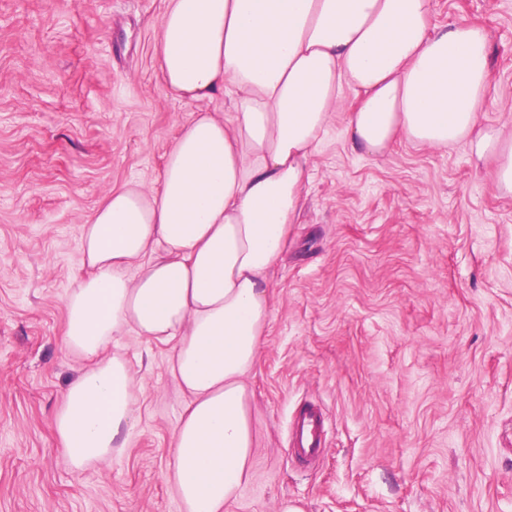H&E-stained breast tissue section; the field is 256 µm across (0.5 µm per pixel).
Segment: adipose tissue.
I'll use <instances>...</instances> for the list:
<instances>
[{"instance_id":"1","label":"adipose tissue","mask_w":512,"mask_h":512,"mask_svg":"<svg viewBox=\"0 0 512 512\" xmlns=\"http://www.w3.org/2000/svg\"><path fill=\"white\" fill-rule=\"evenodd\" d=\"M432 0H167L155 52L169 94H223L195 113L158 185L108 190L79 228L83 274L64 295L61 344L91 362L55 415L69 465L107 464L137 421L127 333L171 346L188 401L167 479L183 512H224L256 445L246 377L270 318L268 273L301 207L307 167L343 89L353 151L463 143L512 196V137L479 127L494 84L487 31L431 23Z\"/></svg>"}]
</instances>
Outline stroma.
Returning a JSON list of instances; mask_svg holds the SVG:
<instances>
[{"instance_id": "obj_1", "label": "stroma", "mask_w": 512, "mask_h": 512, "mask_svg": "<svg viewBox=\"0 0 512 512\" xmlns=\"http://www.w3.org/2000/svg\"><path fill=\"white\" fill-rule=\"evenodd\" d=\"M165 8L0 0V512H181L166 472L186 398L168 347H107L138 372L140 416L107 470L69 468L54 429L83 365L60 343L80 224L109 188L156 185L196 112L225 110L164 94ZM460 19L489 35L479 121L512 127V0H433V24ZM352 100L270 275L251 478L224 512H512V196L464 144L352 151ZM308 403L328 437L304 465L288 424Z\"/></svg>"}]
</instances>
